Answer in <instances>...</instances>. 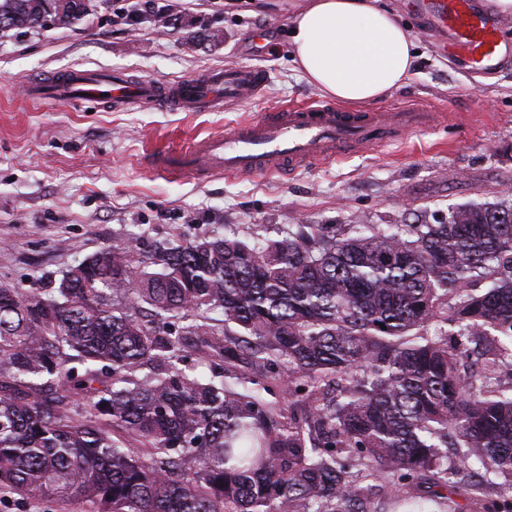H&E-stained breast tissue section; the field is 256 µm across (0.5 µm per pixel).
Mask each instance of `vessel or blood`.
<instances>
[{
  "label": "vessel or blood",
  "instance_id": "1",
  "mask_svg": "<svg viewBox=\"0 0 512 512\" xmlns=\"http://www.w3.org/2000/svg\"><path fill=\"white\" fill-rule=\"evenodd\" d=\"M413 10L439 34L443 46L484 72L496 69L499 25L475 0H414ZM267 81L264 70L237 66L210 70L174 82L131 77L123 72L67 70L27 86L30 96L79 106L96 102L120 111L130 107L214 112L252 100ZM437 115L420 110L353 112L314 102L290 105L229 131L213 132L177 147L148 150L143 163L168 177L207 178L273 174L343 159L405 133L433 127Z\"/></svg>",
  "mask_w": 512,
  "mask_h": 512
}]
</instances>
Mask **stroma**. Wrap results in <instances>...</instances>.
Listing matches in <instances>:
<instances>
[{"instance_id":"1","label":"stroma","mask_w":512,"mask_h":512,"mask_svg":"<svg viewBox=\"0 0 512 512\" xmlns=\"http://www.w3.org/2000/svg\"><path fill=\"white\" fill-rule=\"evenodd\" d=\"M308 0H94L73 26L0 33V285L54 288L87 257L123 242L150 264L158 243L197 236L277 240L302 226L434 224L461 205L512 201V16L509 52L491 73L442 54L409 0H386L419 53L408 83L374 112L423 107L445 124L340 161L285 174L169 178L142 166L152 146L226 131L286 104L321 101L296 71L286 29ZM221 40H212V31ZM258 66V96L223 112L73 107L28 97L64 69L122 70L173 81Z\"/></svg>"}]
</instances>
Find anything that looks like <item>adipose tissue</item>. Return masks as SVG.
Returning <instances> with one entry per match:
<instances>
[{
    "instance_id": "obj_1",
    "label": "adipose tissue",
    "mask_w": 512,
    "mask_h": 512,
    "mask_svg": "<svg viewBox=\"0 0 512 512\" xmlns=\"http://www.w3.org/2000/svg\"><path fill=\"white\" fill-rule=\"evenodd\" d=\"M288 48L306 81L342 104H369L413 73L409 29L380 0H310L290 22Z\"/></svg>"
}]
</instances>
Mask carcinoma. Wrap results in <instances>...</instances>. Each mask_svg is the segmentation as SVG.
Listing matches in <instances>:
<instances>
[{
  "label": "carcinoma",
  "mask_w": 512,
  "mask_h": 512,
  "mask_svg": "<svg viewBox=\"0 0 512 512\" xmlns=\"http://www.w3.org/2000/svg\"><path fill=\"white\" fill-rule=\"evenodd\" d=\"M92 9L0 0V31ZM152 264L115 243L54 296L0 286V493L86 512H380L368 479L385 467L396 497L467 512L474 458L504 480L486 512H512V203L264 245L197 236ZM191 353L222 359L224 380L190 372ZM274 385L288 407L263 397Z\"/></svg>",
  "instance_id": "cac0c4a2"
}]
</instances>
